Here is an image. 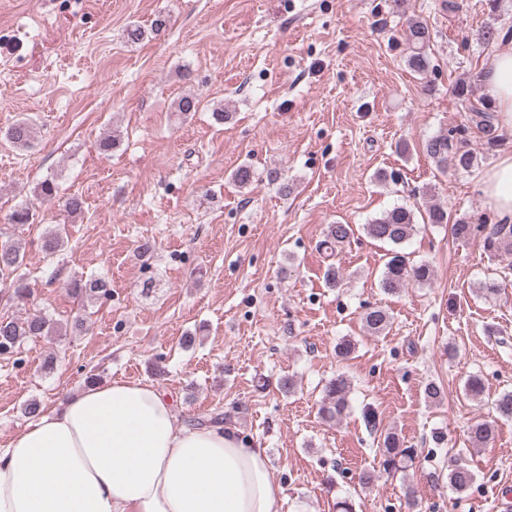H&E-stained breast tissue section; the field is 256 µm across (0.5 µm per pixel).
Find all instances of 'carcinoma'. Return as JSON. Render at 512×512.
<instances>
[{
	"mask_svg": "<svg viewBox=\"0 0 512 512\" xmlns=\"http://www.w3.org/2000/svg\"><path fill=\"white\" fill-rule=\"evenodd\" d=\"M405 62L409 69L426 75L433 70L432 61L427 53L431 42L428 25L416 17L405 18L404 28ZM480 74L475 73L465 81L455 85L457 98L467 103L468 123L483 134L484 145L493 147L499 140L497 116L491 103L480 99L471 100L474 86ZM35 124L29 118H23L9 126L0 135L15 148H27L34 140ZM427 155L432 158L442 171H447L448 162H453L457 170L469 171L478 164V153L472 149L467 140L452 134L440 133L428 139L424 145ZM10 220L14 224H34L38 220L35 208L25 206L15 210ZM416 227L415 213L405 206H395L383 212L379 217L363 225L364 233L372 240L394 247L391 256L385 262L380 286L387 294H397L410 285L423 286L434 278L433 266L427 262L410 263L397 251L413 235ZM452 233L457 239H469L483 236L484 247L489 253L512 249L511 224H473L467 218H459L452 224ZM354 235L349 224H332L326 239L322 242L325 249H334ZM24 248L19 241L0 242V273L16 272L22 265ZM69 292L87 300H98L107 294L105 283L100 279H75L70 284ZM31 296L25 275L19 274L13 281L12 299L19 304L26 303ZM390 317L380 307H370L362 315L363 329L371 336L385 331ZM61 327L41 314H32L25 319L0 320V354L18 351L28 339L60 335ZM350 385L341 375L331 379L325 387L320 404V416L326 422L340 421L349 407ZM485 387L477 375L470 376L465 383V393L473 401L483 402ZM493 410L500 417L512 418V390L501 392L493 402ZM379 459L373 470L365 472L360 482L369 486L384 476H393L407 471L414 464L416 448L405 444L398 433L386 431L380 434ZM494 439L493 423L487 420L475 422L468 431V440L474 448H484ZM474 475L469 466L454 460L448 470V482L458 493L466 491L473 483Z\"/></svg>",
	"mask_w": 512,
	"mask_h": 512,
	"instance_id": "obj_1",
	"label": "carcinoma"
}]
</instances>
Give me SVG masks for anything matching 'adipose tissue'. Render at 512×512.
Masks as SVG:
<instances>
[{
	"instance_id": "obj_1",
	"label": "adipose tissue",
	"mask_w": 512,
	"mask_h": 512,
	"mask_svg": "<svg viewBox=\"0 0 512 512\" xmlns=\"http://www.w3.org/2000/svg\"><path fill=\"white\" fill-rule=\"evenodd\" d=\"M501 128L512 129V42L482 77ZM512 222V154L480 182ZM264 449L221 425L179 422L148 382L92 381L0 445V512H281Z\"/></svg>"
}]
</instances>
